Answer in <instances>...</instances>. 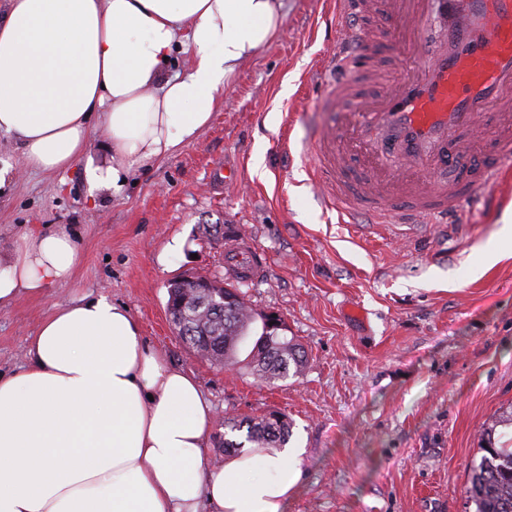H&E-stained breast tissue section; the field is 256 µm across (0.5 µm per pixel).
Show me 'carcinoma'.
Wrapping results in <instances>:
<instances>
[{"label": "carcinoma", "mask_w": 512, "mask_h": 512, "mask_svg": "<svg viewBox=\"0 0 512 512\" xmlns=\"http://www.w3.org/2000/svg\"><path fill=\"white\" fill-rule=\"evenodd\" d=\"M173 315L179 317V338L203 359L226 369L243 364L257 380L269 383L301 374L307 355L295 338L278 328L261 325L260 333L245 362L238 359L239 344L260 318L245 302L239 289L225 288L224 297L191 296L185 303L170 300ZM245 432L238 441L229 433ZM291 423L286 416L260 415L224 417V434L219 436L224 451H235L251 443L257 448H283L288 443ZM481 456L471 464L468 504L474 512H512V448H497L487 443Z\"/></svg>", "instance_id": "carcinoma-1"}]
</instances>
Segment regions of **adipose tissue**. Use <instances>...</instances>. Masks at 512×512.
<instances>
[{"instance_id":"ef3b65f1","label":"adipose tissue","mask_w":512,"mask_h":512,"mask_svg":"<svg viewBox=\"0 0 512 512\" xmlns=\"http://www.w3.org/2000/svg\"><path fill=\"white\" fill-rule=\"evenodd\" d=\"M283 0H7L0 134L26 168L83 161L90 198L194 141L226 84L284 23ZM186 73L166 76L174 51ZM104 155L89 150L93 125ZM56 228L0 249V310L74 275ZM0 372V512H284L300 479L275 448L206 466L214 411L128 310L100 295L56 309Z\"/></svg>"}]
</instances>
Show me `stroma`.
<instances>
[{"instance_id": "1", "label": "stroma", "mask_w": 512, "mask_h": 512, "mask_svg": "<svg viewBox=\"0 0 512 512\" xmlns=\"http://www.w3.org/2000/svg\"><path fill=\"white\" fill-rule=\"evenodd\" d=\"M281 31L232 77L199 138L181 145L121 195L93 206L82 162L23 169L0 135V246L49 224L81 242L73 278L0 310V371L57 306L108 295L126 306L149 347L194 375L212 403L208 463L225 455L220 418L275 409L293 423L288 443L301 478L285 512H466L470 464L512 406V177L503 203L464 210L458 224H420L404 237L368 217L344 222L324 208L304 170L303 145L339 113L318 106L320 75L342 32L336 0H284ZM236 172L233 182L224 169ZM220 224L223 234L204 237ZM266 257L236 284L226 261L241 238ZM207 276L238 285L257 313H279L308 362L299 376L256 383L197 357L173 332L167 284Z\"/></svg>"}]
</instances>
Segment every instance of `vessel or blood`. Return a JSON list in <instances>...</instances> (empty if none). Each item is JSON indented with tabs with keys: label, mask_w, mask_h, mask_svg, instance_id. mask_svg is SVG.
<instances>
[{
	"label": "vessel or blood",
	"mask_w": 512,
	"mask_h": 512,
	"mask_svg": "<svg viewBox=\"0 0 512 512\" xmlns=\"http://www.w3.org/2000/svg\"><path fill=\"white\" fill-rule=\"evenodd\" d=\"M336 2L346 35L333 55L340 74L326 81L321 102L345 123L308 148L326 201L376 224H446L464 203H488L512 175V0H383L386 38L399 54L396 33L412 32L421 71L372 102L354 97L359 83L387 80L359 66L371 0ZM348 140L375 161L351 181L342 177ZM382 178L401 184L400 199L385 201Z\"/></svg>",
	"instance_id": "1"
}]
</instances>
